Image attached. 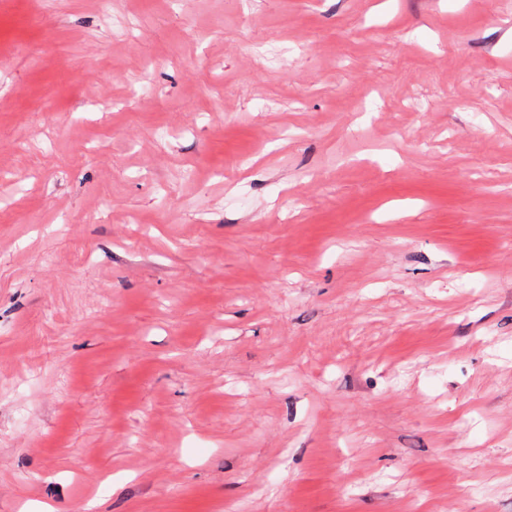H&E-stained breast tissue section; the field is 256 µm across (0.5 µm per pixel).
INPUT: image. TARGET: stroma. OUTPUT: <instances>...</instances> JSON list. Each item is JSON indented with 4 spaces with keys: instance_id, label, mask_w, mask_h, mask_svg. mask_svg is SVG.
<instances>
[{
    "instance_id": "obj_1",
    "label": "stroma",
    "mask_w": 512,
    "mask_h": 512,
    "mask_svg": "<svg viewBox=\"0 0 512 512\" xmlns=\"http://www.w3.org/2000/svg\"><path fill=\"white\" fill-rule=\"evenodd\" d=\"M512 512V0H0V512Z\"/></svg>"
}]
</instances>
